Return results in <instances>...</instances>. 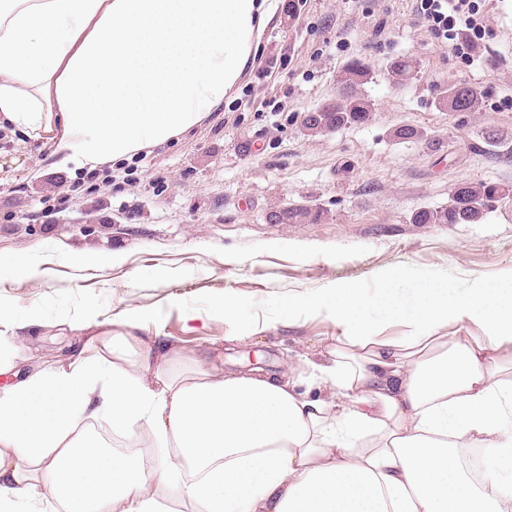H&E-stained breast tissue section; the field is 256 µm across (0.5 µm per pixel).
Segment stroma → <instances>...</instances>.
Wrapping results in <instances>:
<instances>
[{
  "label": "stroma",
  "mask_w": 512,
  "mask_h": 512,
  "mask_svg": "<svg viewBox=\"0 0 512 512\" xmlns=\"http://www.w3.org/2000/svg\"><path fill=\"white\" fill-rule=\"evenodd\" d=\"M487 29L468 57L414 21L415 0H296L268 29L257 61L223 111L148 155L76 173L50 166L38 146L0 133V256L42 273L0 280L11 319L0 335L18 348L15 370L102 356L98 323L133 310L152 335L216 371L249 358L307 381L331 363L340 328L328 312L283 321L279 302L354 284L374 296L396 268L405 287L448 282L457 293L512 275V198L476 224H416L448 206L461 183L512 184V0H478ZM416 59L412 84L393 86L395 58ZM368 63L373 104L362 126L308 136L304 113L339 91L350 59ZM453 81L480 86L475 112L438 103ZM400 124L418 143L393 139ZM504 142L482 147L487 128ZM320 208L314 224H272L270 211ZM237 303L235 320L216 306ZM41 323L21 327L29 312Z\"/></svg>",
  "instance_id": "obj_1"
}]
</instances>
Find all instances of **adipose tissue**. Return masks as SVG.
<instances>
[{
  "instance_id": "adipose-tissue-1",
  "label": "adipose tissue",
  "mask_w": 512,
  "mask_h": 512,
  "mask_svg": "<svg viewBox=\"0 0 512 512\" xmlns=\"http://www.w3.org/2000/svg\"><path fill=\"white\" fill-rule=\"evenodd\" d=\"M277 0H0V129L92 171L189 132L233 98ZM366 300L340 286L279 305L335 315L336 361L311 398L261 373L175 370L134 311L104 322L103 346L138 351L43 371L0 388V512H512V283L467 295L380 276ZM382 307L409 331L380 336ZM151 438L175 463L107 449L90 433ZM481 449L473 480L460 451Z\"/></svg>"
}]
</instances>
